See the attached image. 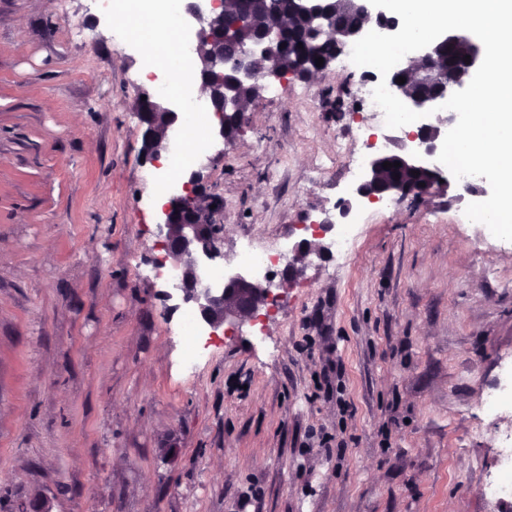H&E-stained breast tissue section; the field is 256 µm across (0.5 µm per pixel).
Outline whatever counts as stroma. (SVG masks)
<instances>
[{"label":"stroma","mask_w":512,"mask_h":512,"mask_svg":"<svg viewBox=\"0 0 512 512\" xmlns=\"http://www.w3.org/2000/svg\"><path fill=\"white\" fill-rule=\"evenodd\" d=\"M141 70L99 0H0V512H504L484 486L512 413L481 406L512 367V242L455 222L458 185L359 207L350 255L327 233L262 340L241 324L187 370L139 198ZM364 79L341 58L262 93L233 142L205 126L225 258L305 239L350 196L339 155L400 137ZM318 428L345 450L307 447Z\"/></svg>","instance_id":"obj_1"}]
</instances>
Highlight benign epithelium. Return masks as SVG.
Segmentation results:
<instances>
[{
  "label": "benign epithelium",
  "instance_id": "benign-epithelium-1",
  "mask_svg": "<svg viewBox=\"0 0 512 512\" xmlns=\"http://www.w3.org/2000/svg\"><path fill=\"white\" fill-rule=\"evenodd\" d=\"M222 4L223 0H186L184 12L197 24V46H209L208 53L201 57L197 77L208 90L209 103L219 118L216 135L224 142L233 140L241 131L242 113L237 96L240 86L250 84L261 91L268 85L285 84L290 76L310 78L323 73L368 32L362 24L336 25V9L376 20L384 34L399 31L397 19L387 16L384 9L372 6L369 0H294L296 14L308 21L307 42L314 46L320 40L330 41L335 46V54L311 71L301 65L295 71L285 72L270 64L283 52L284 32L279 26L267 27L247 42L234 43L230 53L224 51L227 45L224 11L218 10ZM462 38L458 32L450 31L416 51L415 58L424 61L426 66H409L390 74L387 82L393 93L418 112L446 102L462 84L443 77L438 67L439 52L442 47L453 45ZM401 76L406 78L403 84L396 82ZM144 96L146 99L139 102L143 153L145 161L156 164L162 152L167 150L166 130L181 121L182 113L169 107L159 96L148 92ZM454 122L453 111L437 112L419 120L416 130L408 133L406 139L396 141L393 148L372 152L361 179L351 191L353 201L363 205L384 198L403 200L410 195L423 201L449 191L453 178L438 169L434 158L440 136L446 134ZM390 159L401 163V169L406 172L428 173L433 179L416 189L404 179H391L381 184L378 182L379 171ZM205 196L201 172L190 171L183 184V193L171 194L163 208L160 229L171 257L184 265L183 282L177 287L178 301L196 310L201 320L216 331L226 324L257 317L258 312L271 304L273 297L269 289L242 272L230 273L222 281L201 285L203 272L224 257L221 227L215 220L223 202L213 198L204 206L201 200ZM307 245L308 240L303 239L294 246L281 287H288L292 281Z\"/></svg>",
  "mask_w": 512,
  "mask_h": 512
}]
</instances>
